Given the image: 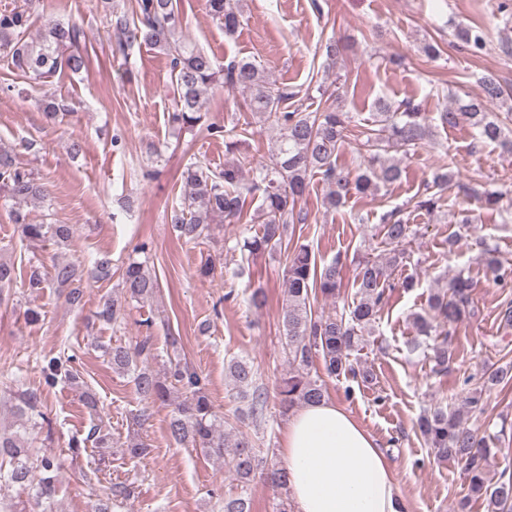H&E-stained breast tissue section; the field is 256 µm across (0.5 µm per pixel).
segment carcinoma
<instances>
[{
    "mask_svg": "<svg viewBox=\"0 0 512 512\" xmlns=\"http://www.w3.org/2000/svg\"><path fill=\"white\" fill-rule=\"evenodd\" d=\"M211 13L224 23V32L232 34L240 25V0H208ZM136 18L117 17L115 25L126 34L118 41L115 53L128 57V49L135 43H145L162 51L170 61L172 83L179 107L170 116L171 122L181 129H193L202 123V96L211 88L230 86L246 95L247 109L260 120L278 131L275 141V163L255 168L249 180L243 176L245 165L253 160L241 153V147L252 135L249 127L226 128L209 124V134L224 137L225 152L232 156L224 170L214 172L195 160L183 172L184 189L180 207L170 213V224L177 237L186 241L198 239L216 219L226 224H239L246 219L245 198L257 196L261 200L253 220L263 224L262 233L243 241L242 250L255 256L280 243L291 224H304L308 214L300 202L308 192L310 179L322 175L328 185L324 205L329 210L343 206L352 197H373L401 180L402 158L410 154L429 134L430 118L419 104L411 101L394 104L385 99L374 103L371 126L360 131L355 150L363 162L355 170L337 165V156L344 145L353 116L339 106L328 104L314 111L303 109L296 101V93L286 85H277L266 78L264 71L250 60H232L219 66L204 51L187 44L176 36L179 14L176 0H137ZM31 14L26 10L0 12V56L11 60L14 70L28 79L44 83L47 79L66 71L78 72L85 67L81 45L86 34L78 25L56 20L45 29L41 40L27 38ZM453 37L460 47L479 53L486 47L484 32L479 27L459 25ZM501 103L512 112V89L504 87L492 74L480 79V93L468 100L458 97L448 111L440 113L442 123L455 126L467 123L475 130L477 139L498 143L512 152V128L506 127L499 117L487 111V104ZM474 198L487 212H502L501 201L505 192L485 186L454 182V173L443 166L433 174L424 198L415 209L432 213L443 201L448 187ZM46 187L33 173L17 166L13 155L0 150V193L19 204L43 195ZM14 223L19 226L22 239L28 242L53 239L59 245H69L73 231L69 224H31L26 214L14 212ZM383 233L391 249L377 260L358 262L352 286L356 288L352 305L335 315H316L309 297L319 292L334 298L342 284V265L334 259L322 266L306 245L298 246L286 271L287 299L282 308V324L286 331L289 363L295 365L296 374L285 381L279 395L281 402L290 407L296 404L318 403L325 398V390L318 380L307 373L313 358L320 357L329 376L352 378L369 387L374 384L373 371L349 360L351 352L371 333L379 316L385 290L392 271L403 262L405 250L401 246L416 236L403 217V209L395 208L382 218ZM486 267L494 280L502 285L512 282V267H507L490 250L486 251ZM18 276L14 264L0 262V292L10 287ZM112 276V259L106 253L99 255L87 273H82L71 262H58L53 266L51 281L66 289L67 304L74 308L85 305L86 288L82 281L98 282ZM476 282L463 275L454 277L448 289L429 297L428 309L412 315L422 345L430 351L433 371L448 373V341L428 343L437 335V329L461 322ZM159 288L157 276L141 262L129 263L122 276L124 296L143 299L154 295ZM123 302L119 298L100 301L95 316L105 323L116 322L122 316ZM150 338L145 336L129 346L109 347L106 354L112 369L132 375L135 390L143 404L132 416V425L141 426L150 417L149 410L157 402L170 396L169 388L150 369ZM75 355L58 354L42 367L45 384L53 385L59 377L75 379L72 363ZM169 377L189 390L190 396L180 402L170 418V436L180 444L201 449L206 456L222 463L233 480L241 486V493L224 499V512H252L253 505L247 488L261 477L275 488L287 487L288 474L282 468L266 469L261 449L249 438L220 424L208 397L202 391L198 372L187 363L169 362ZM234 389L242 397L250 398L247 417L258 425L267 410V393L254 385L252 366L243 360L229 365ZM480 387L468 392L466 404L478 406L483 389L512 379L509 369H488L483 373ZM16 407V429L10 433L0 431V488L18 487L33 492L41 512H60L58 494L63 461L50 450H44L38 471L29 466L33 454L30 431L37 428L35 417L40 411L41 393L27 389L19 394ZM418 430L434 456L453 459L461 463L474 492L485 495L490 512H512V474L504 470L494 482L486 478L485 462L492 448L485 437H480L467 425L459 411L449 412L440 406L424 411L418 420ZM91 442L98 448L112 447L111 438L92 426L86 438L72 440L71 447Z\"/></svg>",
    "mask_w": 512,
    "mask_h": 512,
    "instance_id": "carcinoma-1",
    "label": "carcinoma"
}]
</instances>
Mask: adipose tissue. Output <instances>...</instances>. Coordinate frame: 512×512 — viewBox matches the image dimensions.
Wrapping results in <instances>:
<instances>
[{
	"label": "adipose tissue",
	"mask_w": 512,
	"mask_h": 512,
	"mask_svg": "<svg viewBox=\"0 0 512 512\" xmlns=\"http://www.w3.org/2000/svg\"><path fill=\"white\" fill-rule=\"evenodd\" d=\"M279 455L294 512H403L384 453L334 401L309 404L290 415Z\"/></svg>",
	"instance_id": "obj_1"
}]
</instances>
